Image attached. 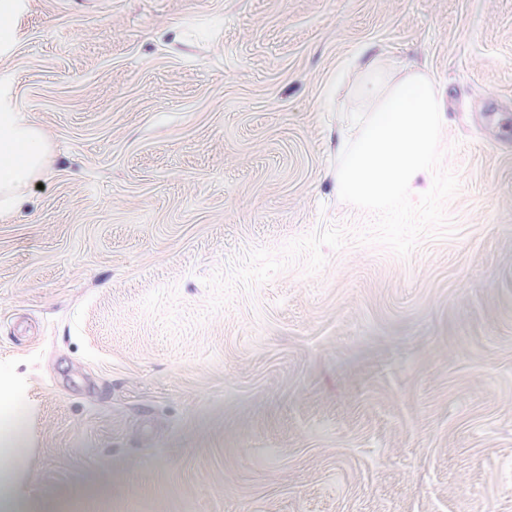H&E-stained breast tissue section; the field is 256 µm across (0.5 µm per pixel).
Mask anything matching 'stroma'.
I'll return each instance as SVG.
<instances>
[{
	"label": "stroma",
	"instance_id": "stroma-1",
	"mask_svg": "<svg viewBox=\"0 0 512 512\" xmlns=\"http://www.w3.org/2000/svg\"><path fill=\"white\" fill-rule=\"evenodd\" d=\"M48 139L0 218L36 512H512V0H28ZM363 46L430 77L418 192L336 195Z\"/></svg>",
	"mask_w": 512,
	"mask_h": 512
}]
</instances>
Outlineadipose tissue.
<instances>
[{"instance_id":"ef3b65f1","label":"adipose tissue","mask_w":512,"mask_h":512,"mask_svg":"<svg viewBox=\"0 0 512 512\" xmlns=\"http://www.w3.org/2000/svg\"><path fill=\"white\" fill-rule=\"evenodd\" d=\"M335 85H349L365 117L336 171V193L354 203L386 205L416 191L439 132L436 90L419 70L402 73L369 47L341 63ZM49 161L43 132L21 112L8 76L0 74V215L14 212ZM21 456H0V512H20L28 498Z\"/></svg>"}]
</instances>
